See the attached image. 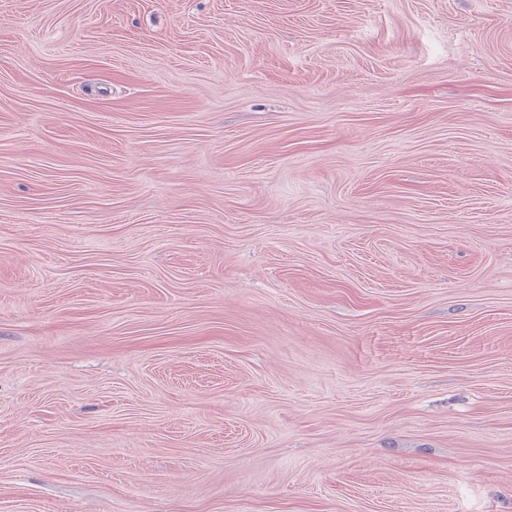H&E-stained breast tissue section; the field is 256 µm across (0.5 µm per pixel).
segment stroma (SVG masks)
Instances as JSON below:
<instances>
[{"instance_id":"1","label":"stroma","mask_w":512,"mask_h":512,"mask_svg":"<svg viewBox=\"0 0 512 512\" xmlns=\"http://www.w3.org/2000/svg\"><path fill=\"white\" fill-rule=\"evenodd\" d=\"M0 512H512V0H0Z\"/></svg>"}]
</instances>
